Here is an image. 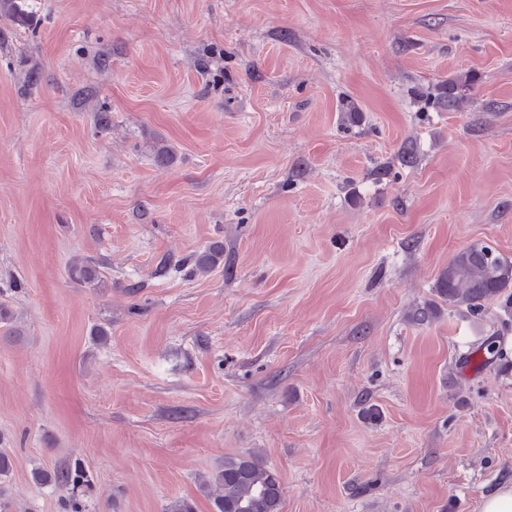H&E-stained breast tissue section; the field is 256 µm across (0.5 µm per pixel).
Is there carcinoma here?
<instances>
[{
    "label": "carcinoma",
    "mask_w": 512,
    "mask_h": 512,
    "mask_svg": "<svg viewBox=\"0 0 512 512\" xmlns=\"http://www.w3.org/2000/svg\"><path fill=\"white\" fill-rule=\"evenodd\" d=\"M470 82L468 76L444 82L436 98L438 108L445 112L461 110ZM488 249L490 245L483 242L461 249L442 269L436 283L435 292L442 301L473 317L481 315L491 301L512 307V258L498 252L490 257ZM223 259L224 247L211 246L197 256L196 270L206 273ZM68 275L80 284L98 282L95 267L82 260L72 262ZM33 479L39 485L54 484L71 490L89 483L88 474L77 463L52 472L38 468L33 471ZM201 487L213 512H280V477L255 453L224 457V467L203 480Z\"/></svg>",
    "instance_id": "cac0c4a2"
}]
</instances>
